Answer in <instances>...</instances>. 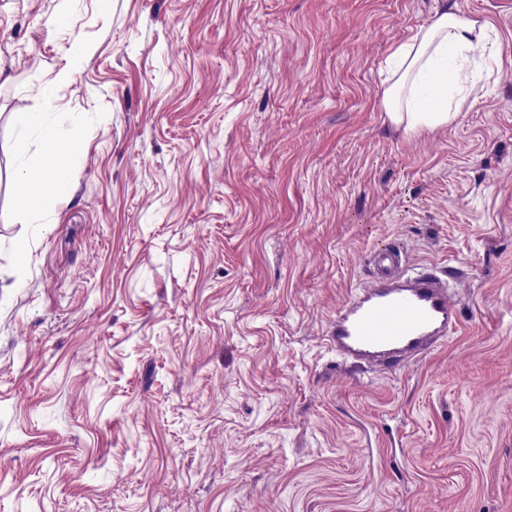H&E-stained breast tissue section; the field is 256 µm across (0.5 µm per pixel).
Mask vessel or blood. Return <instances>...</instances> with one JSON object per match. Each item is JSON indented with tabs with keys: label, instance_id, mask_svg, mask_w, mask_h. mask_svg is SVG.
<instances>
[{
	"label": "vessel or blood",
	"instance_id": "b4317fda",
	"mask_svg": "<svg viewBox=\"0 0 512 512\" xmlns=\"http://www.w3.org/2000/svg\"><path fill=\"white\" fill-rule=\"evenodd\" d=\"M368 264V281L328 323L326 342L342 363L386 373L456 332L459 291L426 268H412L406 249L380 247Z\"/></svg>",
	"mask_w": 512,
	"mask_h": 512
}]
</instances>
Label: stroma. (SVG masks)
Wrapping results in <instances>:
<instances>
[{
  "instance_id": "stroma-1",
  "label": "stroma",
  "mask_w": 512,
  "mask_h": 512,
  "mask_svg": "<svg viewBox=\"0 0 512 512\" xmlns=\"http://www.w3.org/2000/svg\"><path fill=\"white\" fill-rule=\"evenodd\" d=\"M56 2L0 0V512H512V0H456L500 68L410 137L381 82L440 0ZM387 244L462 324L369 374L324 336ZM72 66L59 71L51 80L44 82L40 88L44 107L35 112L29 122L21 128L20 139L24 142L33 140L40 148L52 145L58 135L59 113L54 106L55 93L59 84L72 76Z\"/></svg>"
}]
</instances>
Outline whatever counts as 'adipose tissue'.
I'll list each match as a JSON object with an SVG mask.
<instances>
[{
  "instance_id": "1",
  "label": "adipose tissue",
  "mask_w": 512,
  "mask_h": 512,
  "mask_svg": "<svg viewBox=\"0 0 512 512\" xmlns=\"http://www.w3.org/2000/svg\"><path fill=\"white\" fill-rule=\"evenodd\" d=\"M498 59V43L490 38L487 24L462 17L456 7L442 6L388 56V75L382 82L387 119L407 135L452 122ZM72 73V67H65L42 84L44 106L22 127V141L42 147L55 142V93Z\"/></svg>"
}]
</instances>
